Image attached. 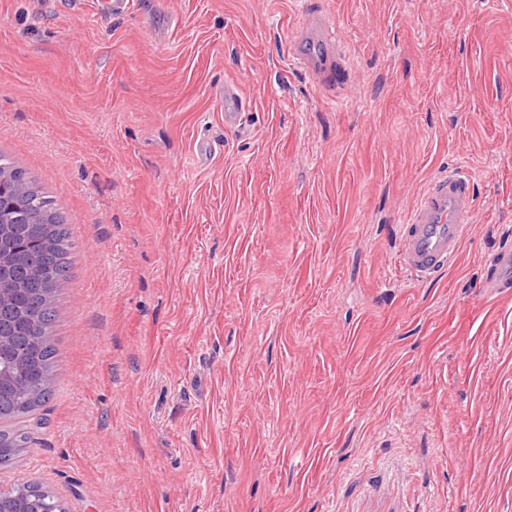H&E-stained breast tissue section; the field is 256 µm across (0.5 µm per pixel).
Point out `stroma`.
I'll list each match as a JSON object with an SVG mask.
<instances>
[{"label": "stroma", "mask_w": 512, "mask_h": 512, "mask_svg": "<svg viewBox=\"0 0 512 512\" xmlns=\"http://www.w3.org/2000/svg\"><path fill=\"white\" fill-rule=\"evenodd\" d=\"M334 40V87L289 55ZM237 86L241 136L216 94ZM0 153L71 233L0 490L66 512H512V0H0ZM472 227L428 281L409 211ZM473 177L454 169L435 179L408 215L398 246L400 264L420 281L448 266L471 223ZM496 274L487 277L482 284L484 290L496 295H510L512 288V246L505 242L494 258Z\"/></svg>", "instance_id": "35a3bbf8"}]
</instances>
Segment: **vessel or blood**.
<instances>
[{"mask_svg":"<svg viewBox=\"0 0 512 512\" xmlns=\"http://www.w3.org/2000/svg\"><path fill=\"white\" fill-rule=\"evenodd\" d=\"M219 98L224 104L225 127L240 130L244 101L239 89L225 86ZM473 183L467 172L451 170L430 184L408 215L399 241L398 258L416 279H430L455 257L470 229ZM494 261L496 273L484 280V290L496 295L512 293V245L500 246Z\"/></svg>","mask_w":512,"mask_h":512,"instance_id":"obj_1","label":"vessel or blood"}]
</instances>
